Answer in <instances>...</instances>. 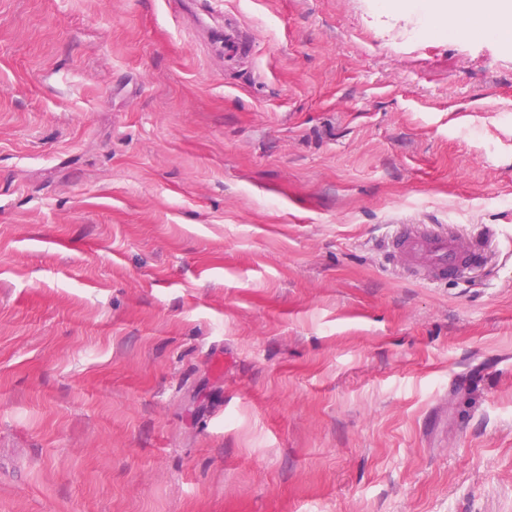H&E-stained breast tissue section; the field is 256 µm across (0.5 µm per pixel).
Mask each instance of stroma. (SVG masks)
Listing matches in <instances>:
<instances>
[{"mask_svg": "<svg viewBox=\"0 0 512 512\" xmlns=\"http://www.w3.org/2000/svg\"><path fill=\"white\" fill-rule=\"evenodd\" d=\"M397 224L499 247L427 285ZM0 512H512V50L0 0ZM251 42L239 29L236 22L225 17L224 22V50L227 55H247L251 52Z\"/></svg>", "mask_w": 512, "mask_h": 512, "instance_id": "stroma-1", "label": "stroma"}]
</instances>
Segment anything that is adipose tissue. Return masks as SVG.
Wrapping results in <instances>:
<instances>
[{"instance_id":"1","label":"adipose tissue","mask_w":512,"mask_h":512,"mask_svg":"<svg viewBox=\"0 0 512 512\" xmlns=\"http://www.w3.org/2000/svg\"><path fill=\"white\" fill-rule=\"evenodd\" d=\"M395 10L422 9L438 31L459 38L493 37L512 47V0H385Z\"/></svg>"}]
</instances>
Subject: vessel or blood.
Listing matches in <instances>:
<instances>
[{
  "label": "vessel or blood",
  "mask_w": 512,
  "mask_h": 512,
  "mask_svg": "<svg viewBox=\"0 0 512 512\" xmlns=\"http://www.w3.org/2000/svg\"><path fill=\"white\" fill-rule=\"evenodd\" d=\"M224 49L232 56L251 51L250 40L230 18L224 22ZM494 241L495 233L490 229L465 243L444 224H398L385 248L395 270L417 281L437 284L451 277H470L486 266Z\"/></svg>",
  "instance_id": "1"
}]
</instances>
